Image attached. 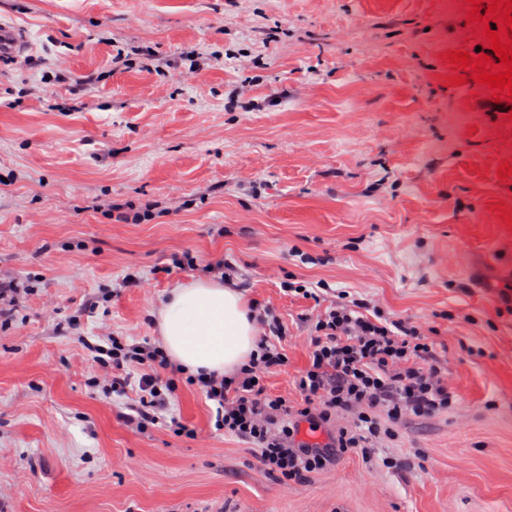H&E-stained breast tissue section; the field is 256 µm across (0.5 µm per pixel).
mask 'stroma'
Returning <instances> with one entry per match:
<instances>
[{
    "instance_id": "35a3bbf8",
    "label": "stroma",
    "mask_w": 512,
    "mask_h": 512,
    "mask_svg": "<svg viewBox=\"0 0 512 512\" xmlns=\"http://www.w3.org/2000/svg\"><path fill=\"white\" fill-rule=\"evenodd\" d=\"M470 12L0 0L36 61L0 58V280L25 286L0 324V512H512V98L445 84L443 53L492 52ZM191 51L199 73L161 69ZM220 258L287 328L271 392L298 397L313 303L280 284L310 280L433 326L459 407L302 484L216 433L194 386L172 405L193 437L128 425L84 341L158 340L160 302Z\"/></svg>"
}]
</instances>
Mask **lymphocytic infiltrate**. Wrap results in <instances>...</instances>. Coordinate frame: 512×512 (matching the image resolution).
Returning <instances> with one entry per match:
<instances>
[{
  "label": "lymphocytic infiltrate",
  "mask_w": 512,
  "mask_h": 512,
  "mask_svg": "<svg viewBox=\"0 0 512 512\" xmlns=\"http://www.w3.org/2000/svg\"><path fill=\"white\" fill-rule=\"evenodd\" d=\"M311 321L308 362L295 378L297 403L265 387L267 373L288 364L279 344L284 325L268 309L260 315L257 353L247 364L230 377L201 374L191 380L214 407L215 430L254 445L260 465L277 480L305 481L337 455H367L382 447L404 420L457 408L433 338L416 322L346 294L318 308ZM87 349L108 371L105 394L136 392L129 424L145 430L164 419L176 434L193 436L192 428L168 414L177 387L159 345L110 336ZM318 431L323 441H312Z\"/></svg>",
  "instance_id": "lymphocytic-infiltrate-1"
}]
</instances>
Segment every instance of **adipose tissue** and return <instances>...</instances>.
Masks as SVG:
<instances>
[{"instance_id": "adipose-tissue-1", "label": "adipose tissue", "mask_w": 512, "mask_h": 512, "mask_svg": "<svg viewBox=\"0 0 512 512\" xmlns=\"http://www.w3.org/2000/svg\"><path fill=\"white\" fill-rule=\"evenodd\" d=\"M155 322L165 354L194 376L231 374L256 350L254 312L239 289L217 279L171 289Z\"/></svg>"}]
</instances>
